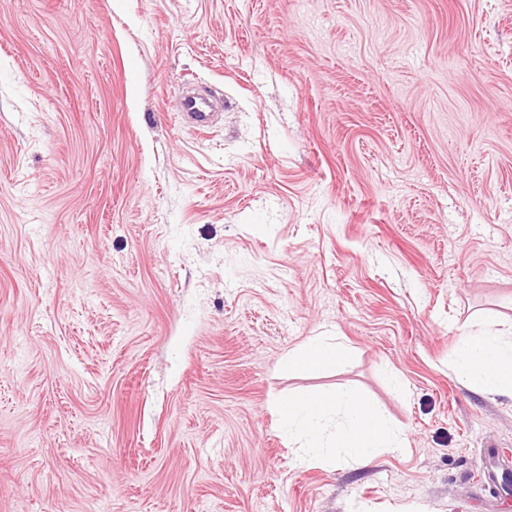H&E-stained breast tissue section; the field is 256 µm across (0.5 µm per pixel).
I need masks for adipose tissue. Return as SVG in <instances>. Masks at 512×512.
<instances>
[{
	"instance_id": "1",
	"label": "adipose tissue",
	"mask_w": 512,
	"mask_h": 512,
	"mask_svg": "<svg viewBox=\"0 0 512 512\" xmlns=\"http://www.w3.org/2000/svg\"><path fill=\"white\" fill-rule=\"evenodd\" d=\"M349 358V348L316 335L288 351L284 362L316 374L334 370ZM453 371L475 390L512 397V336L481 327L461 336ZM279 420L299 445L296 461L301 465L324 462L336 451L361 463L402 448L401 430L350 390L294 396L292 411Z\"/></svg>"
}]
</instances>
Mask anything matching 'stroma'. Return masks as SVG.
<instances>
[{"label": "stroma", "mask_w": 512, "mask_h": 512, "mask_svg": "<svg viewBox=\"0 0 512 512\" xmlns=\"http://www.w3.org/2000/svg\"><path fill=\"white\" fill-rule=\"evenodd\" d=\"M224 102L176 118L187 85ZM512 0H0V512H512ZM352 357L312 377L316 334ZM406 446L299 466L276 402ZM217 112H211V105L205 98L183 94L181 109L178 112L180 121L189 123L199 130L211 127L217 118ZM453 372L475 390L512 397V336L481 327L461 336ZM350 358V350L341 343H332L328 336H311L301 346L288 351L284 363L288 368L307 373L334 370Z\"/></svg>", "instance_id": "1"}]
</instances>
